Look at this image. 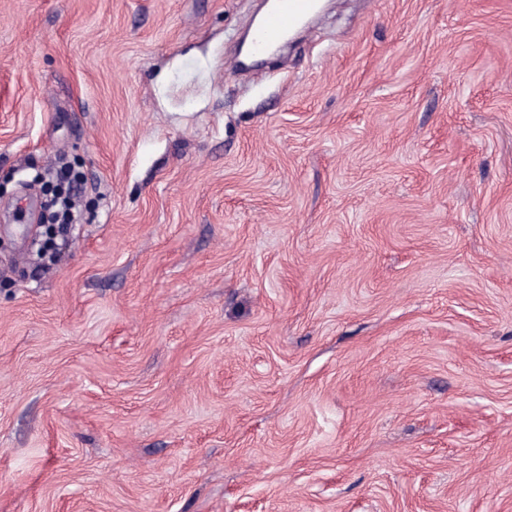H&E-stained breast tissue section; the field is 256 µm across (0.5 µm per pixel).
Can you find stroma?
I'll use <instances>...</instances> for the list:
<instances>
[{
	"label": "stroma",
	"mask_w": 512,
	"mask_h": 512,
	"mask_svg": "<svg viewBox=\"0 0 512 512\" xmlns=\"http://www.w3.org/2000/svg\"><path fill=\"white\" fill-rule=\"evenodd\" d=\"M260 6L0 0V512H512V0ZM317 0H274L255 33V47L265 50L312 16Z\"/></svg>",
	"instance_id": "stroma-1"
}]
</instances>
